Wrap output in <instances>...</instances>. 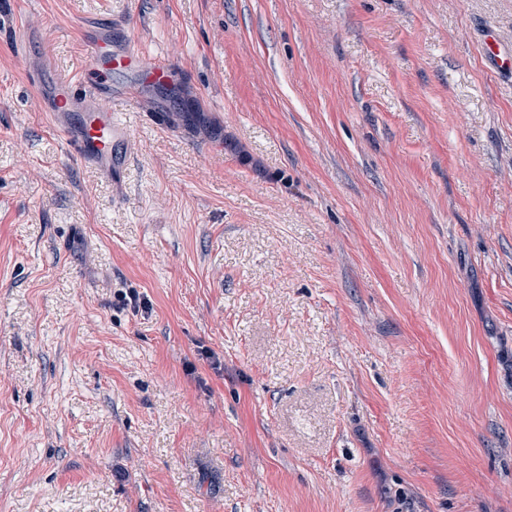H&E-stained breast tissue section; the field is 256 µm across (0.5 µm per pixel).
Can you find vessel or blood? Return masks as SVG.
<instances>
[{"label":"vessel or blood","mask_w":512,"mask_h":512,"mask_svg":"<svg viewBox=\"0 0 512 512\" xmlns=\"http://www.w3.org/2000/svg\"><path fill=\"white\" fill-rule=\"evenodd\" d=\"M83 49L89 67L82 76L59 72L48 78L32 72L28 84L50 105L63 152L109 173L124 167L132 145L126 122L110 107L117 92L113 75L139 67L146 82L162 83L171 69L161 58L143 63L134 45L100 36L84 38Z\"/></svg>","instance_id":"b4317fda"}]
</instances>
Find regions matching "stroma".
<instances>
[{"mask_svg": "<svg viewBox=\"0 0 512 512\" xmlns=\"http://www.w3.org/2000/svg\"><path fill=\"white\" fill-rule=\"evenodd\" d=\"M0 0V512H512V0ZM167 83L69 159L32 71Z\"/></svg>", "mask_w": 512, "mask_h": 512, "instance_id": "35a3bbf8", "label": "stroma"}]
</instances>
